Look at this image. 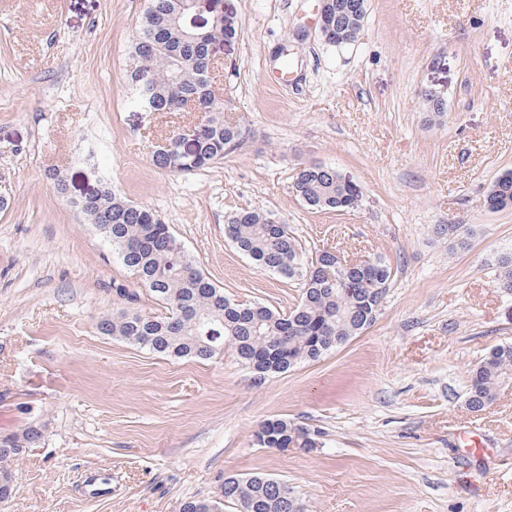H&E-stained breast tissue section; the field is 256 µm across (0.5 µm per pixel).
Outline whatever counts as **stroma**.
Returning a JSON list of instances; mask_svg holds the SVG:
<instances>
[{"label": "stroma", "mask_w": 512, "mask_h": 512, "mask_svg": "<svg viewBox=\"0 0 512 512\" xmlns=\"http://www.w3.org/2000/svg\"><path fill=\"white\" fill-rule=\"evenodd\" d=\"M317 0H223L241 24L218 51L234 66L231 112L252 137L207 168L166 175V133L191 142L197 112H149L125 78L147 0H0V438H44L12 470L0 512H179L221 500L231 474L287 482L310 512H512V383L483 412L472 371L512 342V207L487 190L512 172V0H369L355 42L325 43ZM294 50L281 71V46ZM447 105L432 118L426 95ZM335 167L356 209L316 211L298 164ZM68 179L58 195L46 170ZM156 210L226 297L282 312L297 281L258 269L224 237L240 208L282 216L305 255L378 257L395 275L374 323L320 360L258 375L232 348L174 358L99 332L135 288L70 201L95 179ZM463 227L464 244L441 232ZM285 418L319 429L313 450L253 443ZM486 445L467 454L465 436ZM90 469L110 479L97 500Z\"/></svg>", "instance_id": "35a3bbf8"}]
</instances>
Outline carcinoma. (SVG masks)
Here are the masks:
<instances>
[{
	"mask_svg": "<svg viewBox=\"0 0 512 512\" xmlns=\"http://www.w3.org/2000/svg\"><path fill=\"white\" fill-rule=\"evenodd\" d=\"M356 10L331 19L325 32L329 45L350 44L358 38L368 0H342ZM192 0H148L131 41L126 69L135 101L150 112H181L187 102L202 113V129L185 148L167 137L170 148L154 150L151 161L164 174L206 168L243 149L248 125L227 120L231 99L213 104L217 74L210 67L211 50L235 39L239 21L216 7L201 29L189 27ZM293 188L305 205L318 211L357 208L360 192L335 168H298ZM491 210L512 206V172L490 186ZM86 223L95 226L121 264L135 277L160 310L137 308L141 293L117 289L127 306L104 316L101 333L118 337L151 352L174 357L207 359L232 345L239 361L260 374L281 373L316 361L366 329L373 321L392 277V268L378 260L336 265V253L315 252L316 262L301 270L302 247L288 224L271 212L242 209L225 219V233L235 247L264 271L300 277L301 298L288 313L262 304L235 303L224 289L199 269L176 239L170 225L154 210L125 199L105 180L71 200ZM497 287L512 288V253L497 260ZM512 381V344L494 348L471 375L466 405L480 412L496 391ZM322 432L284 418L264 420L253 434L261 448H315ZM43 439V430L29 426L20 434L0 439V498L15 492L11 465L23 449ZM273 477L254 475L224 478V503L236 512H306L293 491L281 495ZM180 512H222L220 503L193 498Z\"/></svg>",
	"mask_w": 512,
	"mask_h": 512,
	"instance_id": "carcinoma-1",
	"label": "carcinoma"
}]
</instances>
